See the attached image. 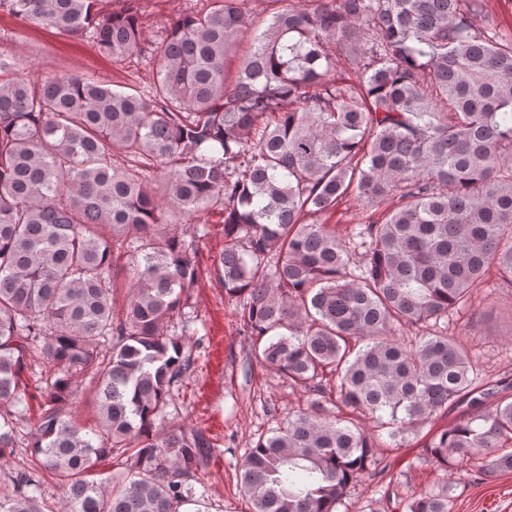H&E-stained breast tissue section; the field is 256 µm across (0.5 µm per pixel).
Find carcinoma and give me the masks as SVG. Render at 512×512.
<instances>
[{"label": "carcinoma", "mask_w": 512, "mask_h": 512, "mask_svg": "<svg viewBox=\"0 0 512 512\" xmlns=\"http://www.w3.org/2000/svg\"><path fill=\"white\" fill-rule=\"evenodd\" d=\"M0 0L23 26L84 36L156 81L118 90L84 76L40 83L0 52V512H180L211 451L163 425L191 347L167 333L198 279L177 227L218 208L214 274L254 357L311 394L260 435L239 478L251 512H338L375 475L371 416L394 438L466 404L424 455L465 459L512 442V395L476 381L467 349L431 330L495 268L512 288V40L484 0H278L267 26L246 0H211L148 42L142 0ZM252 39L234 74L238 39ZM351 77L336 78L338 58ZM354 197L391 199L349 242L321 218ZM123 278L128 295L116 308ZM108 344L103 351L100 346ZM50 366L29 382L27 361ZM89 379L98 427L75 418ZM40 397L27 465H9ZM126 477L96 478L102 457ZM448 483L407 512H449Z\"/></svg>", "instance_id": "carcinoma-1"}]
</instances>
